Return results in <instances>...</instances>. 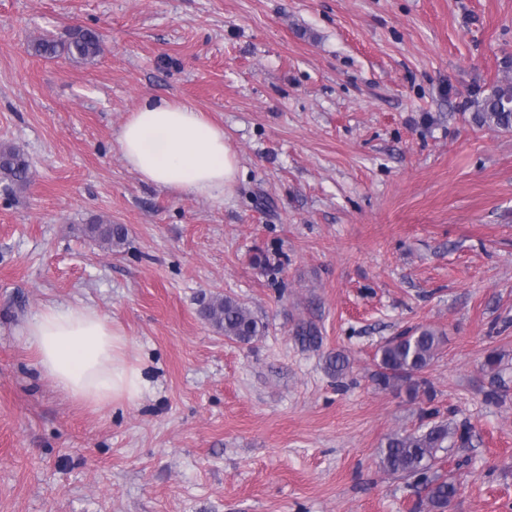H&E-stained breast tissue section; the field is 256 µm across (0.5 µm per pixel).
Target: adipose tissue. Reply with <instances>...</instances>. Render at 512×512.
Segmentation results:
<instances>
[{
    "mask_svg": "<svg viewBox=\"0 0 512 512\" xmlns=\"http://www.w3.org/2000/svg\"><path fill=\"white\" fill-rule=\"evenodd\" d=\"M115 142L142 180L181 194L220 202L238 180L239 161L223 127L180 102L145 103ZM24 336L42 375L79 402L134 406L149 386L122 329L94 308L45 307L27 321Z\"/></svg>",
    "mask_w": 512,
    "mask_h": 512,
    "instance_id": "adipose-tissue-1",
    "label": "adipose tissue"
}]
</instances>
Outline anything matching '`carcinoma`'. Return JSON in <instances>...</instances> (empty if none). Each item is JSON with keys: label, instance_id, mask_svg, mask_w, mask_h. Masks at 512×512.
Returning <instances> with one entry per match:
<instances>
[{"label": "carcinoma", "instance_id": "carcinoma-1", "mask_svg": "<svg viewBox=\"0 0 512 512\" xmlns=\"http://www.w3.org/2000/svg\"><path fill=\"white\" fill-rule=\"evenodd\" d=\"M35 53L44 58L61 54L81 60H91L101 52L99 36L92 30L76 26L63 42L42 39L34 46ZM473 112L470 120L478 127L498 132H512V60L505 59L504 74L489 93L470 101ZM0 175L14 183L30 182V164L21 150L0 147ZM84 232L110 247H120L127 240V228L121 224L101 220L86 225ZM203 317L224 336L239 343L249 344L263 336L266 326L239 300L215 295L202 307ZM444 336L430 327H418L389 338L376 353L378 384L395 390H406L415 399L429 394L426 370L438 357ZM437 411L425 413L427 422L414 430H401L388 434L381 444L379 466L388 475H403L416 479L425 491L419 505L429 512H447L458 492L454 470L438 473L441 452L469 443V431L436 420Z\"/></svg>", "mask_w": 512, "mask_h": 512}]
</instances>
